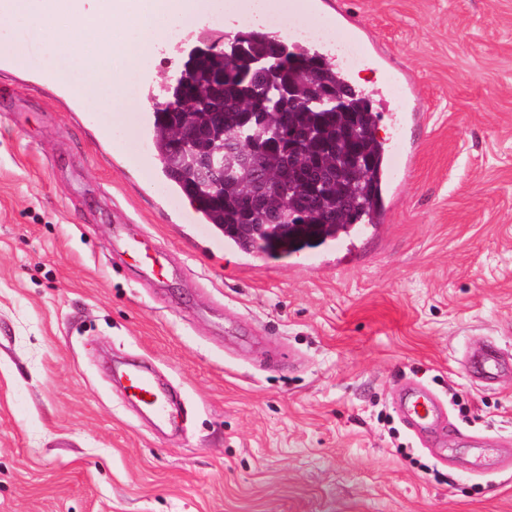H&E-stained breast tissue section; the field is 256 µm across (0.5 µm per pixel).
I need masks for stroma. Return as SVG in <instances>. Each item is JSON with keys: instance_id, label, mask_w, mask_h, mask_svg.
<instances>
[{"instance_id": "35a3bbf8", "label": "stroma", "mask_w": 512, "mask_h": 512, "mask_svg": "<svg viewBox=\"0 0 512 512\" xmlns=\"http://www.w3.org/2000/svg\"><path fill=\"white\" fill-rule=\"evenodd\" d=\"M286 24L358 49L351 81L379 137L412 155L387 177L381 234L253 263L164 182L131 107L68 100L0 71V512H512V0H276ZM175 24L149 68L172 79ZM415 112L400 128L386 115ZM111 124V143L99 127ZM137 154L138 168L124 157ZM161 246L168 279L123 255ZM150 364L176 428L124 397ZM439 396L446 430L410 431L395 392ZM505 367L506 362L493 351H482L473 363L474 374L485 382L494 380Z\"/></svg>"}]
</instances>
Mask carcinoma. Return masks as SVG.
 I'll return each mask as SVG.
<instances>
[{
	"label": "carcinoma",
	"instance_id": "obj_1",
	"mask_svg": "<svg viewBox=\"0 0 512 512\" xmlns=\"http://www.w3.org/2000/svg\"><path fill=\"white\" fill-rule=\"evenodd\" d=\"M277 55L290 63L288 81L294 88L297 110L284 116L279 111L263 115L259 133L287 131V127L306 132L316 128L315 136L330 143L331 153L325 167L336 170L340 151L336 150V128L353 120L360 124L359 149L367 161L365 170L346 177L345 182L322 189L313 198L302 189L300 170L290 168L282 151L271 149L257 159L238 164L224 172V196L217 201L204 190L190 194L198 175L190 168L169 160L171 138L177 116L172 112L155 113L152 128L154 150L166 180L180 193L193 199L204 223L248 251L272 257L288 256L306 248L334 240L356 224H370L379 213L381 180L385 151L377 135L370 99L349 82L345 72L331 63L320 47L310 42L284 43L275 32L258 27L240 30L227 38L224 56L212 54V46H197L189 54L181 72L182 80L167 86V97L195 103L196 120L201 124L213 121L212 113H224V125L230 127L247 111L251 101L267 95L266 84L241 81L238 73L246 68L251 56ZM329 92L340 99L336 107L311 110L304 104L315 92ZM272 184L265 199L268 210L283 207L288 214L308 220L314 214L324 216L316 227L301 229L291 235L275 230L257 238L255 224L263 223L262 214L252 212L247 201L260 180Z\"/></svg>",
	"mask_w": 512,
	"mask_h": 512
}]
</instances>
